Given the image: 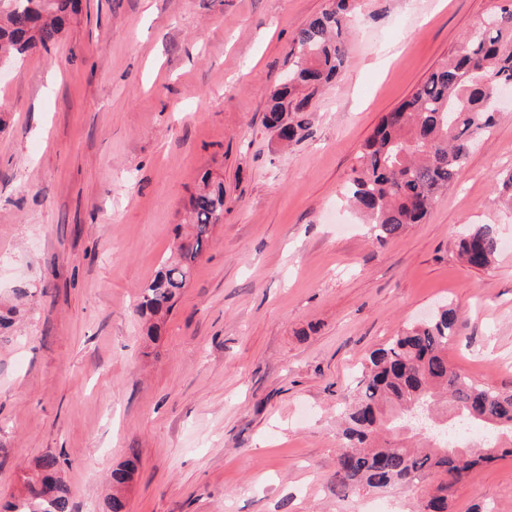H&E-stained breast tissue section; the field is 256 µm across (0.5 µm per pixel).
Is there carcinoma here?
Segmentation results:
<instances>
[{
	"mask_svg": "<svg viewBox=\"0 0 512 512\" xmlns=\"http://www.w3.org/2000/svg\"><path fill=\"white\" fill-rule=\"evenodd\" d=\"M79 0H0V59L15 61L49 51ZM357 0H331L328 8L297 29L288 83L270 95L265 123L290 143L309 128L314 99L349 61L344 38ZM512 84V0H505L466 39L465 49L444 60L412 95L387 113L359 156L344 188L347 199L371 225L382 245L411 224H421L436 194L450 185L475 141L497 122L496 94ZM189 201L176 255L141 291L136 312L154 335L189 283L209 247L215 220L224 213V182L209 171ZM501 250L493 227H471L458 253L486 269ZM463 313L451 304L398 331L363 358L355 397L340 410L339 450L329 481L340 500L400 488L419 496V512H448L452 488L473 469L512 455V393L475 382L448 360V345L462 335ZM446 400V420L409 448L395 433L418 409L436 412ZM60 457H40L23 478V493L5 512H71ZM133 461L110 474L109 512H125V488Z\"/></svg>",
	"mask_w": 512,
	"mask_h": 512,
	"instance_id": "obj_1",
	"label": "carcinoma"
}]
</instances>
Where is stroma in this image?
<instances>
[{"label":"stroma","mask_w":512,"mask_h":512,"mask_svg":"<svg viewBox=\"0 0 512 512\" xmlns=\"http://www.w3.org/2000/svg\"><path fill=\"white\" fill-rule=\"evenodd\" d=\"M503 0H360L350 61L306 135L263 124L295 30L328 0H82L50 52L0 79V501L62 456L73 512H414L395 489H327L336 404L360 360L451 303L466 374L512 391V111L425 221L385 244L341 199L362 145ZM224 216L156 337L135 307L204 171ZM470 224L490 268L463 264ZM512 512V456L455 485L448 512ZM501 250V242L493 227L478 224L471 227L458 243V253L471 267L486 269ZM133 461L118 466L113 469L110 474V483L112 485V494L108 498L107 505L110 512H125L127 507L126 499L124 496L125 488L131 481Z\"/></svg>","instance_id":"obj_1"}]
</instances>
